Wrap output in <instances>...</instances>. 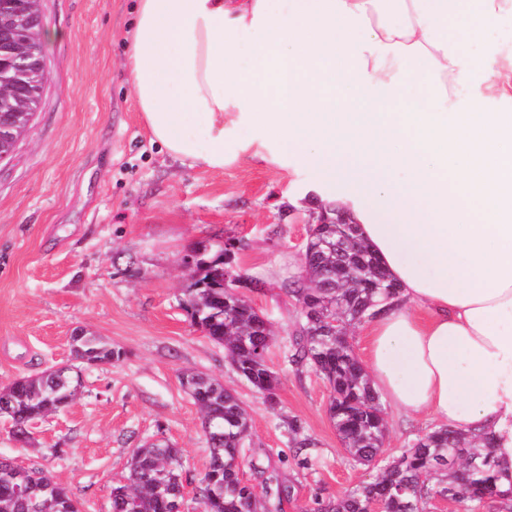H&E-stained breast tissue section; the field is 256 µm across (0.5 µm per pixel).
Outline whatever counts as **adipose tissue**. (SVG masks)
Instances as JSON below:
<instances>
[{
  "mask_svg": "<svg viewBox=\"0 0 512 512\" xmlns=\"http://www.w3.org/2000/svg\"><path fill=\"white\" fill-rule=\"evenodd\" d=\"M512 0H138L126 65L152 138L212 170L227 128L339 198L399 286L368 320L375 389L495 439L512 475ZM249 45L252 65H239ZM496 50L501 56L512 55V20L506 19L494 25L484 27L471 44L473 55H483Z\"/></svg>",
  "mask_w": 512,
  "mask_h": 512,
  "instance_id": "ef3b65f1",
  "label": "adipose tissue"
}]
</instances>
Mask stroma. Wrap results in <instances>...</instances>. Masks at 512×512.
<instances>
[{
	"mask_svg": "<svg viewBox=\"0 0 512 512\" xmlns=\"http://www.w3.org/2000/svg\"><path fill=\"white\" fill-rule=\"evenodd\" d=\"M42 10L47 79L31 130L0 161V387L66 367L82 389L37 421L30 443L0 418V456L45 470L84 512H111L113 485L147 441L180 448L197 483L210 449L180 383L191 369L219 379L248 411L256 466L243 474L257 484L272 471L291 486L280 512H310L315 499L369 481L329 418L327 383L288 360L298 314L284 286L322 202L311 173L244 156L213 171L169 156L152 142L126 78L134 0H42ZM230 238L233 264L259 282L251 299L278 335L271 400L181 306L192 282L183 257ZM78 332L102 337L120 359L77 360L70 341ZM385 418L387 458L432 428L391 410ZM293 421L314 447L296 450Z\"/></svg>",
	"mask_w": 512,
	"mask_h": 512,
	"instance_id": "obj_1",
	"label": "stroma"
}]
</instances>
